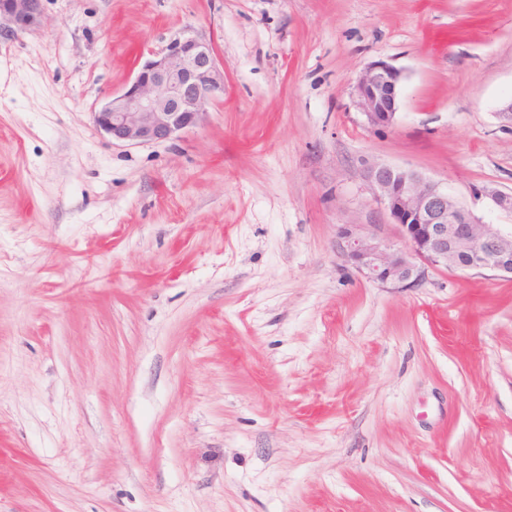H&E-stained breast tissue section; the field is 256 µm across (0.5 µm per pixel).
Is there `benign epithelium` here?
Masks as SVG:
<instances>
[{
	"label": "benign epithelium",
	"mask_w": 512,
	"mask_h": 512,
	"mask_svg": "<svg viewBox=\"0 0 512 512\" xmlns=\"http://www.w3.org/2000/svg\"><path fill=\"white\" fill-rule=\"evenodd\" d=\"M2 18L16 32L32 27L41 18V0H0ZM403 79V71L386 61L371 63L359 76L353 95L368 128L394 124ZM223 95L224 70L211 40L179 37L149 53L125 89L109 95L92 116L115 142L161 143L199 125ZM361 176L399 238H380L374 224L340 225L336 250L362 278L397 290L420 286L431 270H489L512 278V229L479 221L413 169L372 164ZM480 194L512 213V191L486 187Z\"/></svg>",
	"instance_id": "benign-epithelium-1"
}]
</instances>
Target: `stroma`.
<instances>
[{
    "mask_svg": "<svg viewBox=\"0 0 512 512\" xmlns=\"http://www.w3.org/2000/svg\"><path fill=\"white\" fill-rule=\"evenodd\" d=\"M211 39L224 96L158 144L92 114ZM404 73L393 126L352 94ZM512 0H42L0 33V512H512V279H363L360 177L487 224L512 191Z\"/></svg>",
    "mask_w": 512,
    "mask_h": 512,
    "instance_id": "35a3bbf8",
    "label": "stroma"
}]
</instances>
